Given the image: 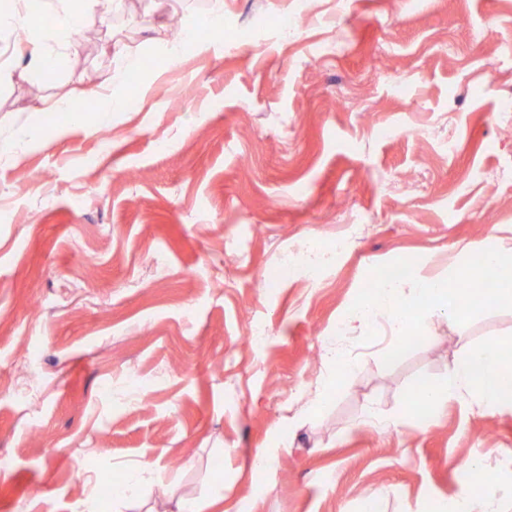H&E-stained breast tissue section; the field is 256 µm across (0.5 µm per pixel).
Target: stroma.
I'll return each mask as SVG.
<instances>
[{
    "label": "stroma",
    "mask_w": 512,
    "mask_h": 512,
    "mask_svg": "<svg viewBox=\"0 0 512 512\" xmlns=\"http://www.w3.org/2000/svg\"><path fill=\"white\" fill-rule=\"evenodd\" d=\"M222 8L216 31L196 24L213 0H124L69 35L58 69L0 86V512H96L103 469L140 465L110 512L173 495L360 512L372 494L381 512H435L477 496V460L512 504V405L470 394L418 418L406 403L472 345H511L512 310L436 319L389 367L384 326L336 333L375 266L430 259L444 276L467 245L512 247V0ZM150 19L197 47L154 46ZM114 92L124 111H106ZM66 95L87 124L42 109ZM262 448L276 454L253 466Z\"/></svg>",
    "instance_id": "obj_1"
}]
</instances>
